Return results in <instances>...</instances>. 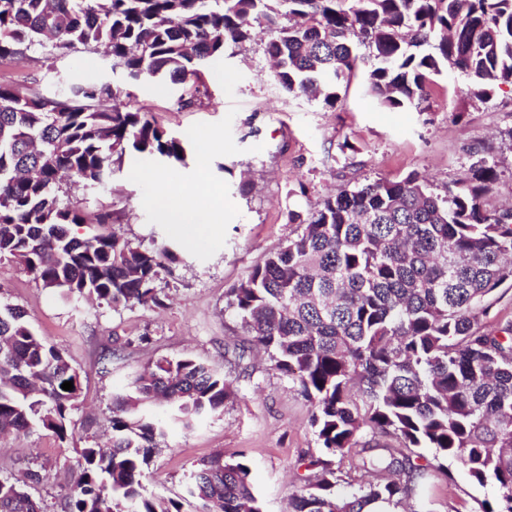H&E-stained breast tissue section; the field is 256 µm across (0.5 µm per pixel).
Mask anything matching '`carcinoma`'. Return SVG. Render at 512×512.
<instances>
[{
  "instance_id": "cac0c4a2",
  "label": "carcinoma",
  "mask_w": 512,
  "mask_h": 512,
  "mask_svg": "<svg viewBox=\"0 0 512 512\" xmlns=\"http://www.w3.org/2000/svg\"><path fill=\"white\" fill-rule=\"evenodd\" d=\"M0 0V58L40 47L103 50L128 85L182 84L227 44L267 29L269 79L290 94L336 89L357 66L353 39L374 60L367 90L381 105L422 109L431 77L456 70L485 101L512 85V0ZM127 85L85 82L54 95L0 85V259L42 288L119 307L161 303L156 281L178 261L169 239L145 246L87 221L64 177L107 189L125 156L182 162L185 142L148 113L121 106ZM497 177L476 166L441 195L411 173L344 188L291 223L301 234L254 266L227 309L251 349L268 354L312 408L319 456L293 512H385L428 475L420 449L456 461L502 495L480 512H512V321H481L512 283V209L482 196ZM84 225L82 236L72 227ZM73 382V390L61 385ZM232 383L190 358L145 367L112 397V445L79 450L63 512H182L144 495L155 449L174 425L191 431L221 412ZM81 395L63 350L17 305H0V435L42 429L64 439ZM167 417H158L157 402ZM368 428L373 438L361 441ZM392 439L395 444L386 442ZM356 459L341 468L349 454ZM245 454L200 464L189 494L203 512H262ZM346 485L345 495L337 488ZM0 512H44L26 485L0 479Z\"/></svg>"
}]
</instances>
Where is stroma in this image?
Returning a JSON list of instances; mask_svg holds the SVG:
<instances>
[{"label": "stroma", "instance_id": "stroma-1", "mask_svg": "<svg viewBox=\"0 0 512 512\" xmlns=\"http://www.w3.org/2000/svg\"><path fill=\"white\" fill-rule=\"evenodd\" d=\"M265 38L258 27L251 41L227 45L200 78L175 87L149 80L132 87L130 107L186 140L184 162L126 159L105 193L70 181V200L87 215L106 207L127 237L173 241L178 260L162 282L161 306L115 310L83 298L69 302L36 285L16 263L0 260V301L22 307L36 333L64 349L82 382L66 439L45 430L0 436V477L22 480L27 470L41 471L31 494L47 512H61L78 449L109 443L113 395L144 366L182 358L225 372L234 393L223 412L195 430L169 429L150 463L147 494L180 501L182 512H200L201 502L187 492L199 463L242 453L262 512H291L293 493L314 474L305 465L318 448L311 406L287 377L271 370L267 356L246 367L225 357L245 340L226 308L229 289L301 233L290 212L308 215L347 187L415 172L441 193L485 160L495 164L497 179L484 205L512 207L511 86L479 102L470 98L466 76L446 70L434 78L427 111L392 110L366 91L371 62L361 45L354 77L339 86L329 108L288 95L268 79ZM85 81L121 84L125 77L100 52L51 55L38 48L24 59H0V84H32L51 95ZM153 174L194 189L201 205L220 201L222 223L180 229L160 223L145 205ZM109 349L119 357L107 369L101 357ZM423 456L432 466L433 451ZM421 495L431 512H476L479 502L498 499L501 490L471 482L451 461L443 471L432 466Z\"/></svg>", "mask_w": 512, "mask_h": 512}]
</instances>
